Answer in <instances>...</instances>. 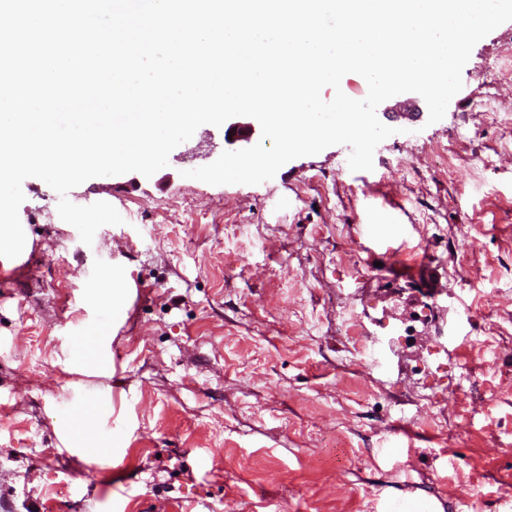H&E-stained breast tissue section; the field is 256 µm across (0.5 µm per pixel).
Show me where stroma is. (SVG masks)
<instances>
[{
    "label": "stroma",
    "instance_id": "1",
    "mask_svg": "<svg viewBox=\"0 0 512 512\" xmlns=\"http://www.w3.org/2000/svg\"><path fill=\"white\" fill-rule=\"evenodd\" d=\"M462 80L433 124L417 93L382 102L370 171L334 145L210 185L188 171L243 144L201 126L152 177L69 191L124 219L89 245L25 179L0 512H512V21ZM91 318L113 367L76 356Z\"/></svg>",
    "mask_w": 512,
    "mask_h": 512
}]
</instances>
